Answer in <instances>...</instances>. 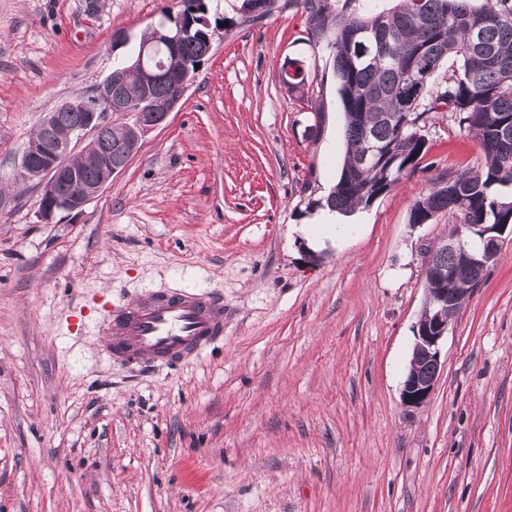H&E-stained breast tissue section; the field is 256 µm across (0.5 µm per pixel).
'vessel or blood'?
Masks as SVG:
<instances>
[{"instance_id":"obj_1","label":"vessel or blood","mask_w":512,"mask_h":512,"mask_svg":"<svg viewBox=\"0 0 512 512\" xmlns=\"http://www.w3.org/2000/svg\"><path fill=\"white\" fill-rule=\"evenodd\" d=\"M102 324L106 357L169 366L223 338L224 300L211 292H150Z\"/></svg>"}]
</instances>
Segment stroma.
<instances>
[{
	"mask_svg": "<svg viewBox=\"0 0 512 512\" xmlns=\"http://www.w3.org/2000/svg\"><path fill=\"white\" fill-rule=\"evenodd\" d=\"M213 49L164 125L81 213L9 184L47 113L91 90L177 0H0V512H512V239L400 392L447 213L409 223L478 142L427 116L418 167L357 235L297 232L341 169L343 112L306 18L206 0ZM301 62L304 92L282 82ZM224 297V340L175 368L101 352L102 304Z\"/></svg>",
	"mask_w": 512,
	"mask_h": 512,
	"instance_id": "obj_1",
	"label": "stroma"
}]
</instances>
